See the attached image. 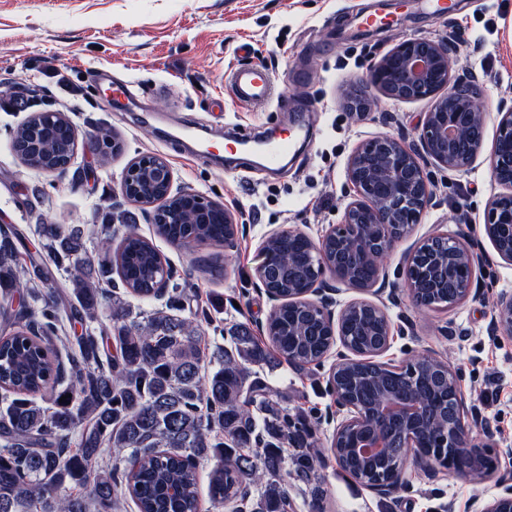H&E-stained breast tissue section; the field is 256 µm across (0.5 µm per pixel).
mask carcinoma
Returning <instances> with one entry per match:
<instances>
[{
    "label": "carcinoma",
    "instance_id": "cac0c4a2",
    "mask_svg": "<svg viewBox=\"0 0 512 512\" xmlns=\"http://www.w3.org/2000/svg\"><path fill=\"white\" fill-rule=\"evenodd\" d=\"M166 225L172 236L224 243V216L208 224ZM15 229L0 230V512H117L122 494L138 512H200L199 482L189 459L213 458L208 496L229 512H288L282 474L300 478L313 469L306 427L273 407L266 387L251 378L246 362L266 352L244 324L227 346L205 352L198 325L180 313L175 296L165 307L132 313L112 305L103 325L105 288L117 270L127 292L143 302L158 299L156 285L172 272L151 241L127 226L117 249L104 233L90 257L81 232L48 227L44 252L68 274L61 295L41 294L50 280L42 253L27 255ZM266 281L288 293V253ZM82 333L71 345L59 336L62 320ZM277 354L311 365L326 336H300L283 307L269 321ZM110 332L119 347L102 354ZM68 402H59L63 396ZM293 451H288V447ZM261 485L250 497L247 482Z\"/></svg>",
    "mask_w": 512,
    "mask_h": 512
}]
</instances>
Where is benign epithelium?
I'll list each match as a JSON object with an SVG mask.
<instances>
[{"instance_id": "1", "label": "benign epithelium", "mask_w": 512, "mask_h": 512, "mask_svg": "<svg viewBox=\"0 0 512 512\" xmlns=\"http://www.w3.org/2000/svg\"><path fill=\"white\" fill-rule=\"evenodd\" d=\"M456 46L453 40L406 39L389 50L370 75V85L399 102L430 99L417 141L407 143L391 135L373 137L355 148L347 161V180L353 195L342 221L314 238L295 229L268 232L260 241L262 265L273 260L271 242L286 236L299 239L305 252L298 258L288 297L277 288H264L272 302L270 313L283 305L296 309L314 328L316 336H336L347 353L330 370L336 408L342 412L329 447L336 463L358 472L360 483L378 496H390L407 484L411 466L435 477L441 472L468 479L492 478L499 472L494 444L479 440L490 436V420L475 418L462 391L458 371L435 353L395 366L380 360L390 346L393 324L383 301L389 292L384 259L413 232L431 205L433 192L428 164L456 172L470 168L484 142L487 114L462 97L453 79ZM496 136L489 155L494 180L502 188L486 204L483 233L495 256L512 264V107L498 111ZM69 119L49 112L40 123H30L33 142L49 138ZM174 172L161 156L142 155L128 163L121 180L122 196L151 208L154 224H165L166 209L181 208L203 216L223 204L194 192L171 195ZM491 256L468 242L463 229L438 232L419 241L402 259L409 305L416 309L451 307L478 296L477 270ZM365 294L344 302L339 311L325 275ZM493 336L512 338V291L497 294L489 327ZM407 371V384L397 385L368 402L365 395L383 387L376 374ZM384 448H410L409 457L396 464L385 478L369 472L383 462ZM476 512H512V487L485 501Z\"/></svg>"}]
</instances>
